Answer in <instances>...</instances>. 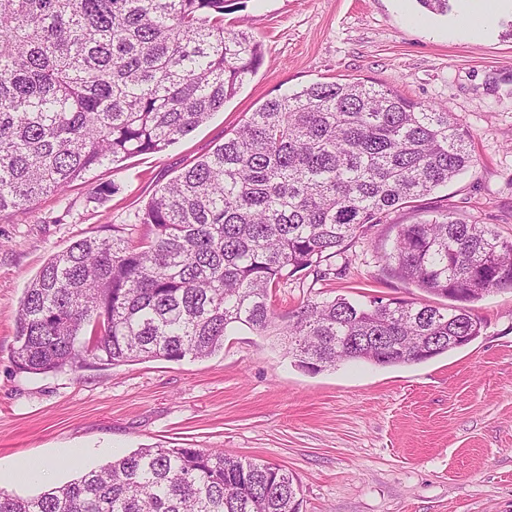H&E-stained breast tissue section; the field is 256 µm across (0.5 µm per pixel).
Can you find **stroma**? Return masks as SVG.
Instances as JSON below:
<instances>
[{"label": "stroma", "mask_w": 512, "mask_h": 512, "mask_svg": "<svg viewBox=\"0 0 512 512\" xmlns=\"http://www.w3.org/2000/svg\"><path fill=\"white\" fill-rule=\"evenodd\" d=\"M227 0L224 22L259 41L264 62L206 123L166 150L131 157L0 217V469L52 458L55 484L139 448H217L288 469L302 512H512V290L469 309V345L414 364L349 361L312 374L273 338L228 331L207 359H151L26 374L11 359L19 300L52 255L130 224L155 191L269 99L365 79L447 105L473 135L474 168L360 229L319 269L273 294L278 312L343 295L412 301L385 270L399 225L447 211L512 238V0ZM481 12L476 29L460 16ZM112 183L117 193L97 195ZM86 449L81 460L68 456Z\"/></svg>", "instance_id": "stroma-1"}]
</instances>
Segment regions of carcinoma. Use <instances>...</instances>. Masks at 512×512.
<instances>
[{
  "instance_id": "1",
  "label": "carcinoma",
  "mask_w": 512,
  "mask_h": 512,
  "mask_svg": "<svg viewBox=\"0 0 512 512\" xmlns=\"http://www.w3.org/2000/svg\"><path fill=\"white\" fill-rule=\"evenodd\" d=\"M262 44L224 25V0H0V213L26 214L98 168L158 153L235 97ZM472 134L359 79L262 104L158 188L135 223L83 237L25 289L11 359L43 374L87 361L204 359L246 327L299 367L422 362L481 335L466 308L339 296L278 313L271 290L473 167ZM385 264L423 292L512 289V239L439 213L402 224ZM288 470L222 450L139 448L0 512H300Z\"/></svg>"
}]
</instances>
